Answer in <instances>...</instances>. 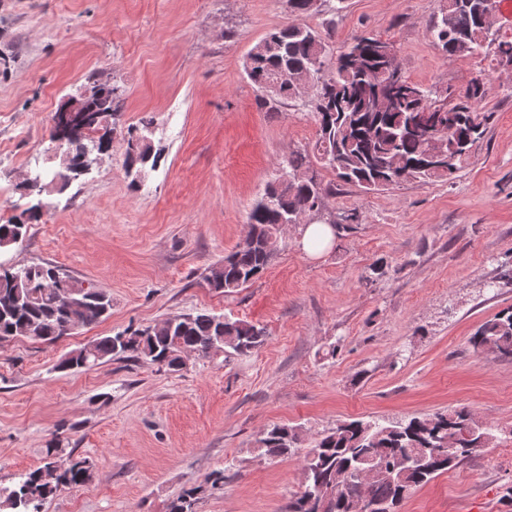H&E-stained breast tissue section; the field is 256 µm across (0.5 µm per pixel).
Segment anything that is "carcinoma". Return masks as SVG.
<instances>
[{
    "label": "carcinoma",
    "instance_id": "1",
    "mask_svg": "<svg viewBox=\"0 0 512 512\" xmlns=\"http://www.w3.org/2000/svg\"><path fill=\"white\" fill-rule=\"evenodd\" d=\"M485 3L462 0L459 5L457 0H445L429 32L446 56L474 55L492 46L499 59L512 60V41L484 37ZM383 44L375 35L362 34L335 48L316 31L294 21L269 32L250 50L245 72L254 86L267 92L264 105L276 111L288 102L301 101L311 108L317 138L312 149L288 155L283 174L267 185L249 212L251 242L235 247L223 262L208 268L205 281L209 288L232 294L259 279L274 255L268 241L279 236L284 225L301 223L304 212L321 210L327 197L336 193L338 183L372 192L412 180H447L463 168L493 117L480 107L487 94L486 79H474L456 103L414 83L416 95L407 98L398 93L397 101L384 107L379 104L387 65L381 53ZM354 48L358 50L355 59ZM116 90L115 86L108 88L92 102L99 115L106 118L122 111L124 98ZM111 134L107 126L98 124L91 135L68 139L59 168L34 173L25 179V190L41 196L53 181L64 190L80 176L77 167H91L95 152L112 149ZM136 134L138 129L129 128L124 135L128 139L124 168L137 173L155 169L161 153L144 136L132 146ZM316 163L331 169L336 182L325 184L318 179ZM42 217L39 202L0 224V248L21 243L29 225ZM75 287L85 301L81 308L67 302ZM111 309L112 299L106 291L57 266L0 265V341L22 337L51 344L63 337L67 324L96 323ZM266 335L265 327L239 318L206 311L177 314L165 318L161 326L128 327L93 341L70 352L57 369L89 370L123 359L177 372L183 368L181 355L187 351L201 357L245 354L260 346ZM470 344L494 360H512V308L480 324ZM305 441L304 484L288 501L285 512H317L318 491L356 472L369 454L386 469L370 485L372 499L382 504L400 501L467 460L438 452L423 467L406 468L405 452L448 442L458 448H486L495 436L468 409L458 408L387 423L345 420L309 439L298 425L276 424L265 429L260 439L265 454L273 458L291 454ZM63 453L59 443L50 444L40 466L21 474L12 486L0 487V512H41L59 488L84 485L91 476L89 463L65 460ZM201 492L199 486L183 490L170 502L168 512H196ZM356 493L357 487H351L326 512H354Z\"/></svg>",
    "mask_w": 512,
    "mask_h": 512
}]
</instances>
